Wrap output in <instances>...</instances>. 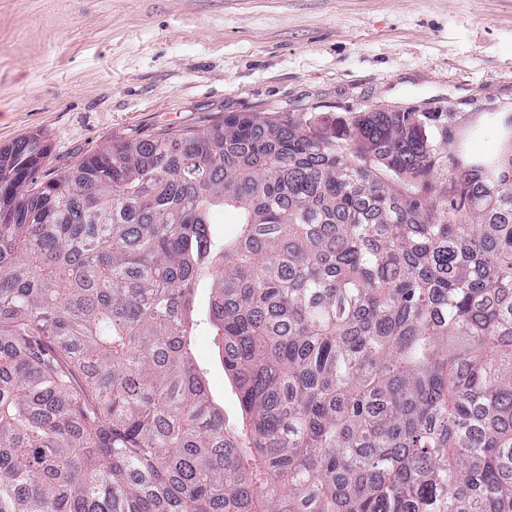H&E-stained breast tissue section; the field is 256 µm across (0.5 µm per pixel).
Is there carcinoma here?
<instances>
[{
    "label": "carcinoma",
    "instance_id": "1",
    "mask_svg": "<svg viewBox=\"0 0 512 512\" xmlns=\"http://www.w3.org/2000/svg\"><path fill=\"white\" fill-rule=\"evenodd\" d=\"M492 119L500 153L455 156L434 201L431 112L331 135L226 112L44 181L42 136L0 148V512H512ZM204 275L235 428L193 357Z\"/></svg>",
    "mask_w": 512,
    "mask_h": 512
}]
</instances>
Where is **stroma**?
<instances>
[{
  "label": "stroma",
  "instance_id": "35a3bbf8",
  "mask_svg": "<svg viewBox=\"0 0 512 512\" xmlns=\"http://www.w3.org/2000/svg\"><path fill=\"white\" fill-rule=\"evenodd\" d=\"M439 113L459 152L498 153L512 113V0H0V148L37 133L38 176L138 132L227 112L331 131L371 107ZM194 356L229 424L238 391L205 320Z\"/></svg>",
  "mask_w": 512,
  "mask_h": 512
}]
</instances>
